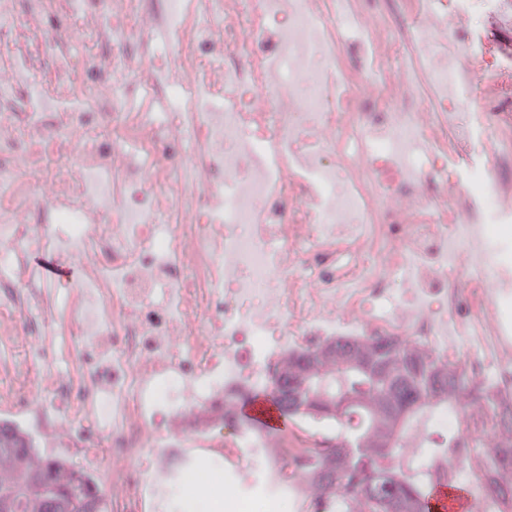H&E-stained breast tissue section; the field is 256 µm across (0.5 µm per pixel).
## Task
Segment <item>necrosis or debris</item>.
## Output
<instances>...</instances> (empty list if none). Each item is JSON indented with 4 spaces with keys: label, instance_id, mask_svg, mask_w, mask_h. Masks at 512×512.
<instances>
[{
    "label": "necrosis or debris",
    "instance_id": "obj_1",
    "mask_svg": "<svg viewBox=\"0 0 512 512\" xmlns=\"http://www.w3.org/2000/svg\"><path fill=\"white\" fill-rule=\"evenodd\" d=\"M59 6L82 53L51 36L56 92L21 93L24 50L0 65V345L27 354L0 358V409L83 457L112 512H188L202 489L229 512H323L311 471L335 422L270 435L224 408L299 344L397 336L491 391L429 408L400 457L429 451L430 481L507 512L448 436H490L512 403V253L486 230L512 224V0Z\"/></svg>",
    "mask_w": 512,
    "mask_h": 512
}]
</instances>
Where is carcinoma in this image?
Masks as SVG:
<instances>
[{"label":"carcinoma","mask_w":512,"mask_h":512,"mask_svg":"<svg viewBox=\"0 0 512 512\" xmlns=\"http://www.w3.org/2000/svg\"><path fill=\"white\" fill-rule=\"evenodd\" d=\"M354 364L345 369L339 356H323L301 361L289 358L288 377L296 380L299 398L294 416L304 409L328 411L342 393L358 397L334 414L353 420L340 436V446L332 464L318 459L313 467L314 485L330 502L332 512H420L424 484L384 460L397 455L410 426L418 422L430 405L454 410L469 398H480V390L470 388L462 375L440 364L431 352L396 342L391 336L353 338ZM410 401L411 409L400 427H395L389 410ZM33 441L14 426H0V501H11L9 512H45L46 501L56 503V512H91L89 506L101 497L88 476L64 458L44 459L32 451ZM482 456L493 459L490 477L492 492L512 504V463L503 462V453L512 449V423L497 422L493 437L475 443ZM394 488L373 498L365 487L377 480Z\"/></svg>","instance_id":"obj_1"}]
</instances>
